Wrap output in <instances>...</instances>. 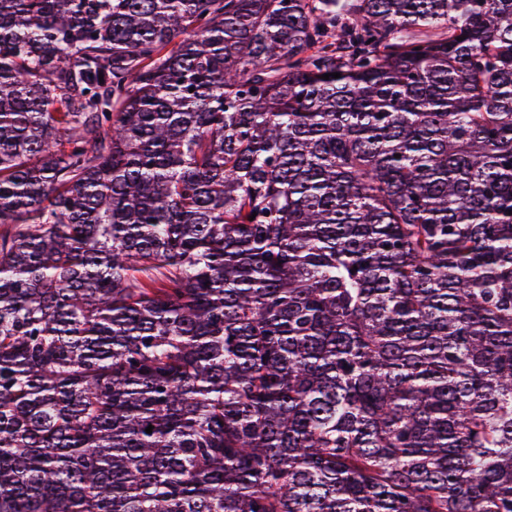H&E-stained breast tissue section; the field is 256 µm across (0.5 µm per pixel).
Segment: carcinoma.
<instances>
[{
    "instance_id": "1",
    "label": "carcinoma",
    "mask_w": 512,
    "mask_h": 512,
    "mask_svg": "<svg viewBox=\"0 0 512 512\" xmlns=\"http://www.w3.org/2000/svg\"><path fill=\"white\" fill-rule=\"evenodd\" d=\"M510 210L512 0H0V512H512Z\"/></svg>"
}]
</instances>
